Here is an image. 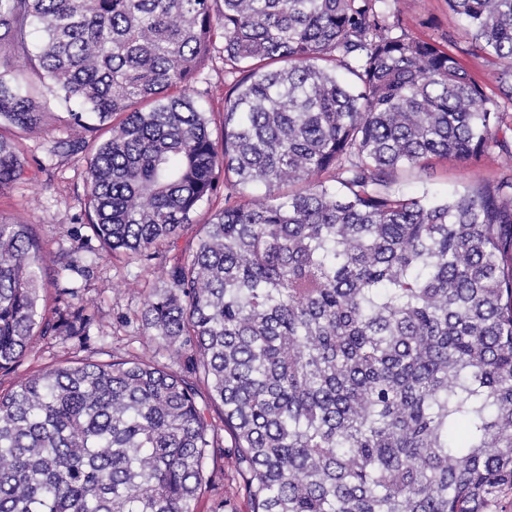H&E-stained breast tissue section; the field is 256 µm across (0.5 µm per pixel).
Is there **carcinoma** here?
Wrapping results in <instances>:
<instances>
[{"label": "carcinoma", "mask_w": 512, "mask_h": 512, "mask_svg": "<svg viewBox=\"0 0 512 512\" xmlns=\"http://www.w3.org/2000/svg\"><path fill=\"white\" fill-rule=\"evenodd\" d=\"M512 102V0H448ZM43 33L29 51L33 29ZM224 40L220 138L189 86ZM0 191L47 78L69 121L111 128L89 161L88 224L112 255L162 257L140 314L157 360L65 362L0 393V512H193L222 408L251 512H501L512 495V177L409 196L431 157L476 163L504 113L387 0H0ZM344 70L350 79L343 80ZM250 187L263 192L252 195ZM43 249L0 222V371L84 304L41 313ZM222 199L223 197L219 196L214 198L211 204H204L199 208L198 212L194 216V224L186 226L174 246L169 248L166 252L163 259L164 264L167 266L171 265L185 254L188 255L196 249L201 224L207 223L215 212L222 208Z\"/></svg>", "instance_id": "carcinoma-1"}]
</instances>
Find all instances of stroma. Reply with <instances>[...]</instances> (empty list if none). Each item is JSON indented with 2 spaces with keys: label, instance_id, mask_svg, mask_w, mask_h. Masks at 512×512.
Listing matches in <instances>:
<instances>
[{
  "label": "stroma",
  "instance_id": "stroma-1",
  "mask_svg": "<svg viewBox=\"0 0 512 512\" xmlns=\"http://www.w3.org/2000/svg\"><path fill=\"white\" fill-rule=\"evenodd\" d=\"M410 35L430 41L456 56L462 66L487 88H494L499 68L496 60L472 54L460 30L462 20L448 7V0H391ZM206 91L202 105L213 129H220L224 112V66L210 58L195 84ZM49 110L43 123L24 134L20 149L29 172L28 180L0 191V222L31 225L48 256L47 278L64 270L60 286L77 293L93 317L87 343L60 336L38 341L33 350L12 371H0V391L35 371L70 359L99 362L112 357L151 358L156 343L145 336L140 311L154 288L160 287L156 265H144L112 258L88 225L85 202L88 193V164L92 148L73 154L65 143L76 136L66 126V106L51 83L41 87ZM512 173V155L493 152L479 163L434 159L422 169L399 172L396 189L412 195L429 190L442 194L462 192L481 180H493ZM59 286V287H60ZM127 323H119V316Z\"/></svg>",
  "mask_w": 512,
  "mask_h": 512
}]
</instances>
